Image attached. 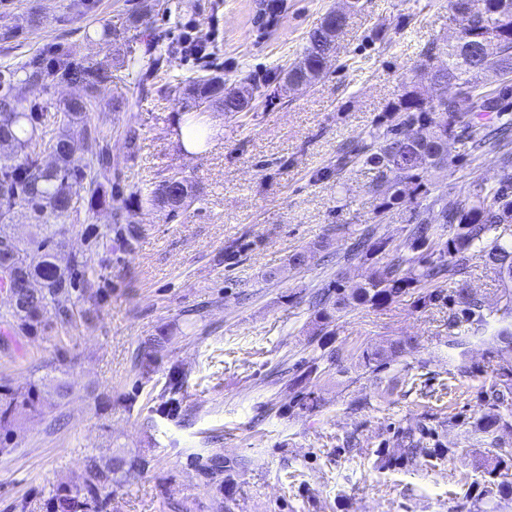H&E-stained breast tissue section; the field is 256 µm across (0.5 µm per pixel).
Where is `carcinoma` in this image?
Returning a JSON list of instances; mask_svg holds the SVG:
<instances>
[{
  "label": "carcinoma",
  "instance_id": "carcinoma-1",
  "mask_svg": "<svg viewBox=\"0 0 512 512\" xmlns=\"http://www.w3.org/2000/svg\"><path fill=\"white\" fill-rule=\"evenodd\" d=\"M470 0H448L452 21L461 26L462 36L446 44L433 43L425 52L431 67L430 79L441 93L428 99L416 90L405 92L368 132L363 148L343 156L337 163L364 164L374 171L370 192L379 199L377 215L409 203L410 228L405 240L395 245L389 238L367 233L356 241L352 257L388 261L366 280L324 288L314 296L315 320L328 326L357 306L380 308L394 299L417 292V303L434 304L440 294L429 286L440 278L462 274L474 259L492 270L504 287L512 288V243L489 234L502 224H512V117L501 109L498 100L484 90L483 76L493 72L502 82L512 81V0H486L483 14L466 16ZM284 0H261V16L272 23L282 12ZM359 0H348L347 12L332 10L308 37L303 50L304 68L288 69L291 84L307 89L324 74L321 36L341 34L347 13L355 12ZM447 56V63L434 60ZM66 63L46 58L8 65L0 70V147L9 148L6 161L0 162V287L12 284L14 304L0 311V324L16 334L35 336L45 330L44 317L54 316L62 327L75 317L77 302L93 300L87 277L92 269L89 255L72 256L66 265L57 263L64 247L65 224L83 202L93 213L112 206V155L103 131L87 121V112L101 88L112 83V74L103 69L84 73L83 94L66 101L55 116L61 130L41 150H36L35 133L44 113L22 105L23 93L31 84L44 83L65 70ZM184 85L189 109L202 102L224 101V78L197 74L178 79ZM499 114L498 127L490 132L479 122L486 113ZM80 137L86 157L74 158V137ZM465 137L478 150L493 139L502 150V174L498 183L473 184L472 190L456 204L441 207L442 222L434 224L422 217L420 200L429 190L423 174L448 164V145ZM194 187L176 174L152 186L140 196L145 203L177 212L192 202ZM27 210L38 229L22 243L7 231V219L15 207ZM490 340L495 349L512 352V293L506 294L503 307L489 310L478 292L455 290L448 304V344L463 346L469 340ZM406 340L386 348L365 351L364 366L372 371L386 368L401 354ZM46 373L25 388L0 384V433L9 439L19 417L37 414L60 405L70 391V383L55 375L57 368L47 365ZM493 379L484 391L483 409L474 421L475 432L495 436L512 429V364L492 366ZM497 451L480 462L483 469V496L512 500V444L496 443ZM443 448H407L397 459L383 456L389 466L399 460L426 463L444 456ZM140 468V461L126 454L84 457L81 471L69 483L59 485L45 503L46 512H104L112 486L129 480Z\"/></svg>",
  "mask_w": 512,
  "mask_h": 512
}]
</instances>
